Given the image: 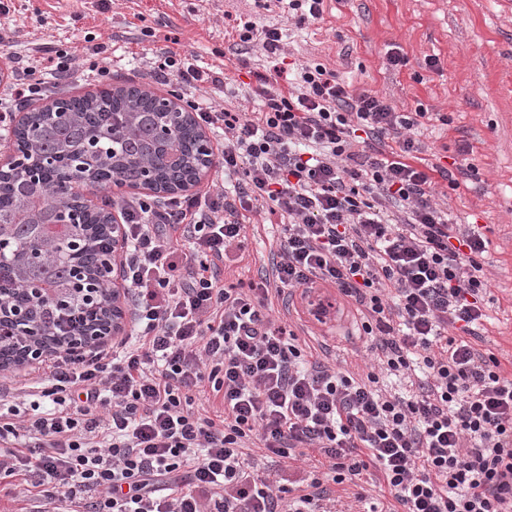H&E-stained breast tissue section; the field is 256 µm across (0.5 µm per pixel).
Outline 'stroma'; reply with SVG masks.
<instances>
[{
  "instance_id": "35a3bbf8",
  "label": "stroma",
  "mask_w": 512,
  "mask_h": 512,
  "mask_svg": "<svg viewBox=\"0 0 512 512\" xmlns=\"http://www.w3.org/2000/svg\"><path fill=\"white\" fill-rule=\"evenodd\" d=\"M264 0H12L0 18V56L13 59L30 41L77 48L71 95L97 93L100 85L86 71L90 64L112 72V86L136 85L168 93L151 77L156 50L176 45L202 67L219 66L227 86L207 87L210 105L232 103L251 111L246 96L252 71L265 70L266 57L255 50L244 59L228 57L224 16L231 13L260 24L287 29L290 39L279 67L305 63L335 69L354 87L381 96L400 112L423 108L449 117L428 122L422 140L430 162L451 168L470 165L474 177L447 180L448 204L459 223L481 227L489 241L485 262L490 282L483 304L491 316L485 346L512 354V0H326L321 19L296 26L270 12ZM108 46L106 55L94 43ZM400 48L406 66L388 65L386 53ZM437 58L429 67V58ZM266 217L252 215L243 249L230 254L225 284L256 285L266 263L271 229ZM332 308L326 323L310 316L301 298L293 303L301 338H317L337 360L351 359L355 342L349 306L329 285L317 287Z\"/></svg>"
}]
</instances>
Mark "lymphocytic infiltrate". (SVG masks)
Instances as JSON below:
<instances>
[{
    "label": "lymphocytic infiltrate",
    "mask_w": 512,
    "mask_h": 512,
    "mask_svg": "<svg viewBox=\"0 0 512 512\" xmlns=\"http://www.w3.org/2000/svg\"><path fill=\"white\" fill-rule=\"evenodd\" d=\"M284 31L237 21L235 51L279 59ZM42 43L16 56L14 99L72 76ZM152 72L223 83L172 49ZM251 112L196 107L222 132L228 187L123 201L131 329L54 350L42 378L0 390V473L34 476V512H512V374L479 349L489 241L436 200L423 109L398 112L309 64L255 73ZM280 218L262 288L223 286L246 216ZM349 306L370 364L341 370L273 299L316 285ZM303 464L259 474L256 457Z\"/></svg>",
    "instance_id": "obj_1"
}]
</instances>
